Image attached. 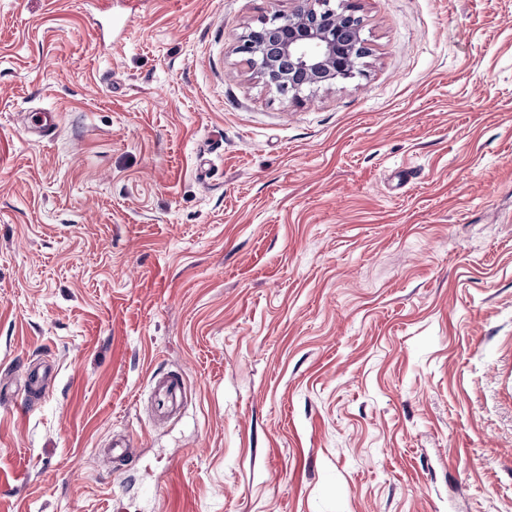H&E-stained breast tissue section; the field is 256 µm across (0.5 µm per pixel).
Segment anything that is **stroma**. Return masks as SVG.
<instances>
[{"instance_id": "stroma-1", "label": "stroma", "mask_w": 512, "mask_h": 512, "mask_svg": "<svg viewBox=\"0 0 512 512\" xmlns=\"http://www.w3.org/2000/svg\"><path fill=\"white\" fill-rule=\"evenodd\" d=\"M299 4L0 0V512H512V0H354L296 99ZM302 2L303 7L292 12L263 17L238 38L235 46L268 85L288 88L297 99L304 84L330 86L355 77L359 60L367 53L360 51L362 20L352 2ZM335 2H339L337 6ZM341 18L352 23L357 20L358 41L345 36ZM185 387V378L182 374H173L155 385L156 395L162 397L172 405Z\"/></svg>"}]
</instances>
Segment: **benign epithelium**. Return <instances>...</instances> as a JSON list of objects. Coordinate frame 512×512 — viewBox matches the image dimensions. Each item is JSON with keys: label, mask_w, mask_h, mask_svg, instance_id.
I'll return each instance as SVG.
<instances>
[{"label": "benign epithelium", "mask_w": 512, "mask_h": 512, "mask_svg": "<svg viewBox=\"0 0 512 512\" xmlns=\"http://www.w3.org/2000/svg\"><path fill=\"white\" fill-rule=\"evenodd\" d=\"M343 19L360 20L350 0H303L299 9L262 18L238 38L235 50L267 84L297 97L304 85L330 86L358 73L363 55L359 41L345 36Z\"/></svg>", "instance_id": "1"}]
</instances>
